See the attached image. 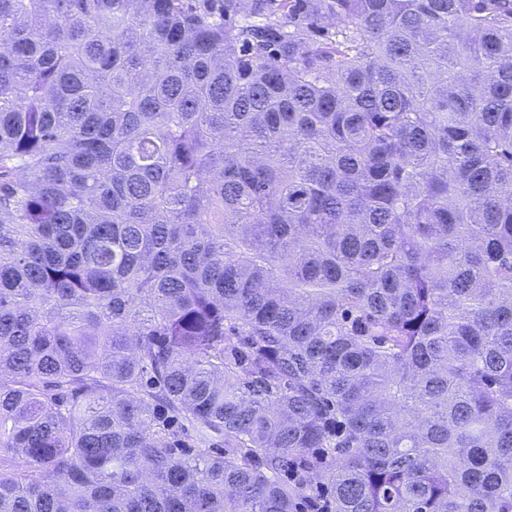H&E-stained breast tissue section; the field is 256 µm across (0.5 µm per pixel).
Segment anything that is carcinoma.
<instances>
[{
  "label": "carcinoma",
  "mask_w": 512,
  "mask_h": 512,
  "mask_svg": "<svg viewBox=\"0 0 512 512\" xmlns=\"http://www.w3.org/2000/svg\"><path fill=\"white\" fill-rule=\"evenodd\" d=\"M313 482L512 512V0H0V512Z\"/></svg>",
  "instance_id": "cac0c4a2"
}]
</instances>
